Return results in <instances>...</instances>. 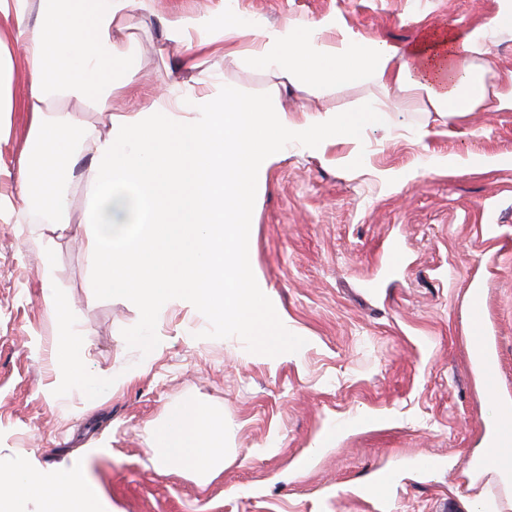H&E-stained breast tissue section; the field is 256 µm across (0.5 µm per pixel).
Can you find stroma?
I'll return each instance as SVG.
<instances>
[{"mask_svg":"<svg viewBox=\"0 0 512 512\" xmlns=\"http://www.w3.org/2000/svg\"><path fill=\"white\" fill-rule=\"evenodd\" d=\"M499 10L500 0H148L134 28L113 32L139 54L140 82L113 91L110 114L75 99L59 109L104 133L110 115L169 85L189 91L208 71L214 91L316 123L360 110L375 87L318 92L253 68L252 26L333 18L362 41L402 46L432 26L490 23ZM202 12L237 17L240 56L165 42L161 18ZM14 28L0 19V66L14 72V106L0 110V170L12 174L34 139ZM407 101L398 126L359 132L356 157L345 139H290L254 194L248 246L258 283L269 317L297 339L280 356L172 303L143 358L139 305L96 294L81 183L70 187L68 231L0 222V470L82 483L93 512H444L448 502L456 512H512V486L470 471L501 399H512V111L482 107L451 127L424 92ZM451 156L469 168H440ZM488 224L499 239L485 236ZM47 250L99 400L85 384L55 389L60 331L41 292ZM472 288L482 291L484 336L500 363L492 394L471 363ZM187 401L224 424V466L204 484L161 469L148 451L168 410ZM385 472L390 491L373 495Z\"/></svg>","mask_w":512,"mask_h":512,"instance_id":"stroma-1","label":"stroma"}]
</instances>
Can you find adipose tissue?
I'll use <instances>...</instances> for the list:
<instances>
[{"mask_svg":"<svg viewBox=\"0 0 512 512\" xmlns=\"http://www.w3.org/2000/svg\"><path fill=\"white\" fill-rule=\"evenodd\" d=\"M143 0H0V13L14 16L15 39L27 51L28 94L23 103L36 131L34 148L49 159L21 164L13 195L0 193V220L29 221L39 207L53 229L64 231L69 184L81 167L88 207L85 259L98 274L96 291L135 300L145 324L178 301L223 321L260 349L276 354L289 336L265 314L246 243L253 194L279 146L300 134L355 137L366 126L386 124L403 111L393 89L424 90L435 112L456 120L484 104L489 53L487 29L439 28L405 46L367 43L324 18H288L252 31L255 66L279 71L319 89L370 82L380 91L362 112L330 123L291 122L285 108L269 110L259 99L234 91L198 96L168 91L134 114L114 117L110 131L55 115L70 98L110 109L112 92L135 85L137 56L118 45L112 31L129 23ZM166 39L184 49L192 33L236 56V25L201 15L164 23ZM44 302L60 325L63 381L81 374L83 342L70 331L68 309L44 282ZM165 465L206 480L224 462L223 431L203 406L170 409L151 448Z\"/></svg>","mask_w":512,"mask_h":512,"instance_id":"ef3b65f1","label":"adipose tissue"}]
</instances>
